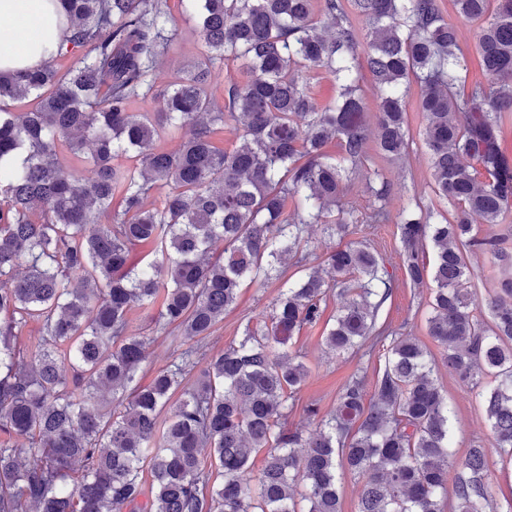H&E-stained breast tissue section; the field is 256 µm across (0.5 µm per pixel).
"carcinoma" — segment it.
I'll use <instances>...</instances> for the list:
<instances>
[{"label":"carcinoma","instance_id":"carcinoma-1","mask_svg":"<svg viewBox=\"0 0 512 512\" xmlns=\"http://www.w3.org/2000/svg\"><path fill=\"white\" fill-rule=\"evenodd\" d=\"M190 2L204 52L166 89L152 80L174 41L164 0H60L70 35L51 59L0 72V100H36L27 112L0 107V512H341L344 472L361 482L357 512H487L489 456L512 460V236L482 235L472 218L494 226L512 216V156L502 147L512 0H450L452 14L479 23L489 82L470 86L440 0ZM64 57L73 65L61 74ZM229 60L245 79L219 106L209 86ZM310 70L339 85L336 99L317 100ZM414 85L435 192L450 210L414 196L392 211V187L374 171L368 219L398 225L411 285L431 277L428 335L482 399L491 447L460 458L435 359L408 333L392 336L381 375L369 381L359 370L345 382L332 415L303 406L309 437L286 428L308 376L290 340L321 320L330 290L342 298L325 332L331 352L384 335L376 316L394 283L383 262L351 243L321 266L304 232H349L344 184L372 138L388 159L408 153ZM139 98L160 107L129 111ZM228 121L238 142L226 151L213 138ZM179 126L188 130L180 148L158 149ZM63 147L94 176L62 166ZM217 241L224 256L214 259ZM143 244L154 259L129 265ZM466 247L498 269L489 325L467 286ZM290 259L307 273L239 342L210 357L185 346L212 335L245 283L268 282ZM135 310L173 346L147 385L138 376L151 338L132 329ZM31 321L37 334L22 346Z\"/></svg>","mask_w":512,"mask_h":512}]
</instances>
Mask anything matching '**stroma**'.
<instances>
[{
	"label": "stroma",
	"mask_w": 512,
	"mask_h": 512,
	"mask_svg": "<svg viewBox=\"0 0 512 512\" xmlns=\"http://www.w3.org/2000/svg\"><path fill=\"white\" fill-rule=\"evenodd\" d=\"M174 20L176 39L174 48L157 65L153 79L163 87L176 81L191 70L203 50L201 34L196 22L190 16V9L183 0H167ZM423 117L416 108L408 110V126L411 146L406 158L391 161L382 158L376 151H369L366 165L378 170L388 180L395 195L408 197L417 195L435 209L444 211L448 205L437 199L433 191L429 155L423 144ZM344 202L352 207L358 224L351 227V238L374 250L391 276L395 288L391 297L379 309L377 324L399 327L409 324L416 336L433 357H440L441 349L427 334L426 317L429 312V285L412 287L406 278L399 258V230L394 224H370L363 216L368 211L370 194L363 175H353L346 187ZM283 280H273L265 285H244L238 293L234 307L226 311L223 322L219 323L207 340L209 350L215 351L230 343L239 341L247 322L259 318L277 296L283 282H295L302 276L300 267L287 264ZM341 298L329 293L324 306L322 323L304 327L292 340L294 350L301 353L309 369V375L300 395L302 401L318 402L322 413H330L336 406L337 395L345 381L357 370L364 369L368 378H375L385 368V347L362 350L358 355H337L330 353L324 342L326 321L335 318ZM438 379L453 408L452 443L457 455H464L467 448L475 444L490 445L492 432L485 419L482 403L470 385L461 382L439 366Z\"/></svg>",
	"instance_id": "stroma-1"
}]
</instances>
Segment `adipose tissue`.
Segmentation results:
<instances>
[{
    "mask_svg": "<svg viewBox=\"0 0 512 512\" xmlns=\"http://www.w3.org/2000/svg\"><path fill=\"white\" fill-rule=\"evenodd\" d=\"M58 0H0V71L37 68L65 41Z\"/></svg>",
    "mask_w": 512,
    "mask_h": 512,
    "instance_id": "obj_1",
    "label": "adipose tissue"
}]
</instances>
